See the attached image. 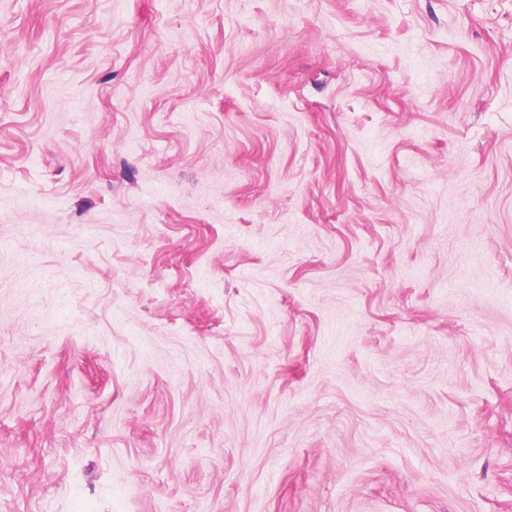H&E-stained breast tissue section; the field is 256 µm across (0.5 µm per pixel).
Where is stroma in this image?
I'll list each match as a JSON object with an SVG mask.
<instances>
[{
  "mask_svg": "<svg viewBox=\"0 0 512 512\" xmlns=\"http://www.w3.org/2000/svg\"><path fill=\"white\" fill-rule=\"evenodd\" d=\"M0 512H512V0H0Z\"/></svg>",
  "mask_w": 512,
  "mask_h": 512,
  "instance_id": "obj_1",
  "label": "stroma"
}]
</instances>
